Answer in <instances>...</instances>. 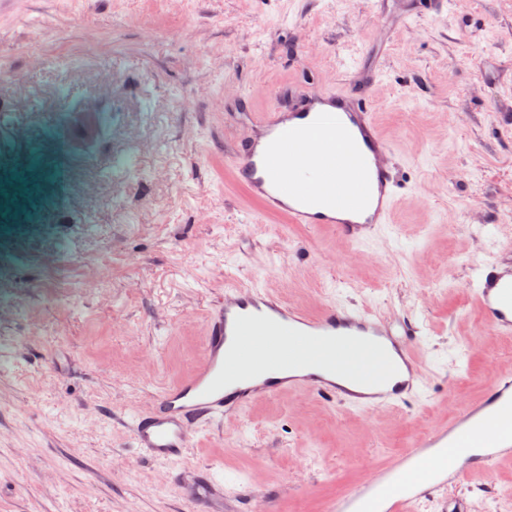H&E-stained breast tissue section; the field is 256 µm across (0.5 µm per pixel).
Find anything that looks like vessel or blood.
Wrapping results in <instances>:
<instances>
[{
  "mask_svg": "<svg viewBox=\"0 0 512 512\" xmlns=\"http://www.w3.org/2000/svg\"><path fill=\"white\" fill-rule=\"evenodd\" d=\"M238 182L261 205L253 222L279 215L291 224H338L365 239L391 223L399 203L391 152L375 121L370 95L313 90L298 106L273 104L258 134L229 160ZM353 173L354 185L344 176ZM489 327L512 335V261L493 260L469 283ZM420 329L374 311L342 305L311 315L288 306L257 282L225 287L211 307L200 366L165 386L130 423L133 442L150 460L177 464L198 424L242 411L254 400L305 389L329 401L372 411L417 395ZM512 419V374L454 419L436 426L398 458L377 467L334 512H410L431 488L485 478L512 461V434L495 436L442 469L438 449L452 448ZM426 476H418L421 460Z\"/></svg>",
  "mask_w": 512,
  "mask_h": 512,
  "instance_id": "b4317fda",
  "label": "vessel or blood"
}]
</instances>
